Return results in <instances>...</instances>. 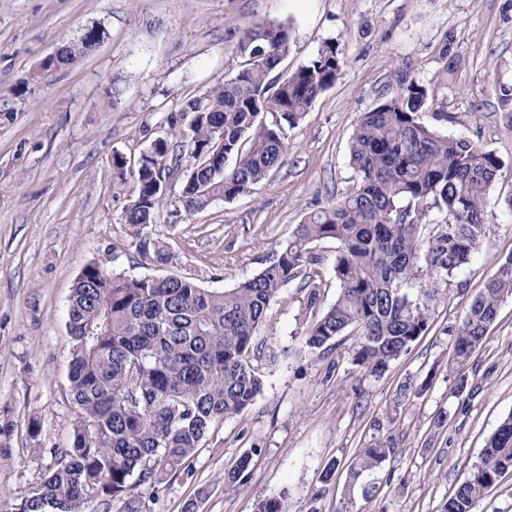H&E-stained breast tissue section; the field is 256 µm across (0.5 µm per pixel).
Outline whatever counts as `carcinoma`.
Here are the masks:
<instances>
[{
  "mask_svg": "<svg viewBox=\"0 0 512 512\" xmlns=\"http://www.w3.org/2000/svg\"><path fill=\"white\" fill-rule=\"evenodd\" d=\"M95 26L63 43L13 90L51 83L104 41ZM291 49L283 23H258L239 39L241 69L167 118V132L141 154L130 176L135 196L125 224L137 252L158 266L175 255L151 238L166 201L163 182L173 147L190 158L180 203L192 215L216 199L252 193L280 166L286 127L297 124L336 81L344 61L327 44L307 64L271 77ZM430 90L415 81L364 113L348 145L352 190L308 213L276 258L230 290H209L178 276L132 277L87 264L67 306L71 338L69 395L79 409L72 447L13 512H85L91 494L103 504L135 486L155 488L181 472L219 420L241 414L263 381L249 364L258 327L282 289L297 281L306 305L321 302L316 246L337 244L336 300L304 330L303 347L325 351L344 332H359L356 362L380 377L428 328V302L468 264L485 234L486 196L504 164L463 137L442 136L420 122ZM232 167H227L229 160ZM448 216L428 240L431 212ZM417 284L418 298L404 289ZM512 297V256L497 262L485 288L451 330L456 359L482 344L501 302ZM376 442L349 465L350 482L394 453ZM251 457L224 475L230 486L251 477ZM512 470V414L502 420L478 464L448 499L445 512L475 503Z\"/></svg>",
  "mask_w": 512,
  "mask_h": 512,
  "instance_id": "carcinoma-1",
  "label": "carcinoma"
}]
</instances>
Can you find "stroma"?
Wrapping results in <instances>:
<instances>
[{"label":"stroma","mask_w":512,"mask_h":512,"mask_svg":"<svg viewBox=\"0 0 512 512\" xmlns=\"http://www.w3.org/2000/svg\"><path fill=\"white\" fill-rule=\"evenodd\" d=\"M289 24L294 71L325 44L344 60L333 86L288 129L283 165L252 193L186 215L184 170L168 179L153 237L175 254L159 268L130 245L134 195L114 155L135 168L167 130V117L242 62L239 39L256 22ZM103 25L105 41L74 67L23 97L13 89L62 41ZM454 70H447L448 57ZM432 95L423 124L493 151L510 171L489 189L493 215L480 246L429 305L426 332L383 376L354 361L349 331L323 353L302 350L312 312L296 285L282 292L255 338L251 362L263 389L243 413L216 422L186 470L158 491L131 489L86 512H254L286 497L290 512H443L489 437L512 414V298L482 343L457 365L449 329L512 255V131L500 104L512 90V0H0V512L29 496L78 416L68 397L67 301L96 261L130 276L175 274L228 290L269 263L308 212L354 184L348 142L364 112L409 82ZM115 84L113 105L100 91ZM445 423H438L440 411ZM395 452L347 492L350 463L376 441ZM252 475H224L242 456ZM336 483L323 487L328 466Z\"/></svg>","instance_id":"1"}]
</instances>
